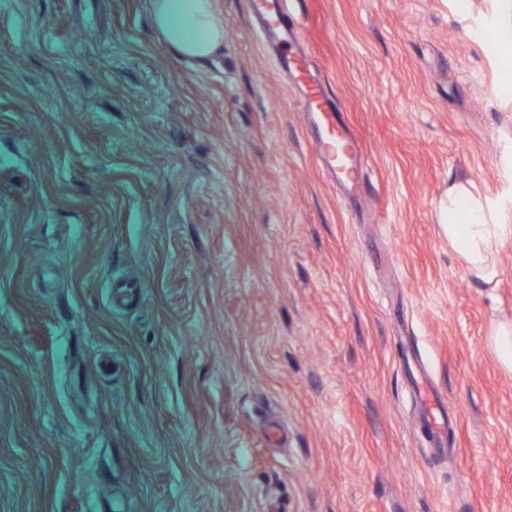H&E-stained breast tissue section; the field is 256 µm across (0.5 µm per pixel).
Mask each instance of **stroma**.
<instances>
[{"label": "stroma", "instance_id": "stroma-1", "mask_svg": "<svg viewBox=\"0 0 512 512\" xmlns=\"http://www.w3.org/2000/svg\"><path fill=\"white\" fill-rule=\"evenodd\" d=\"M292 0L366 156L318 160L248 0L224 52L149 0H0V512H512V0ZM431 385L451 423L424 427ZM150 12L160 39L182 58L203 62L224 52V22L213 0H151ZM442 203L448 243L477 280L491 285L500 275L495 249L512 237V224H497L494 208L463 183L450 185ZM491 343L502 364L512 371V323H498L491 333Z\"/></svg>", "mask_w": 512, "mask_h": 512}]
</instances>
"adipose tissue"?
<instances>
[{
	"mask_svg": "<svg viewBox=\"0 0 512 512\" xmlns=\"http://www.w3.org/2000/svg\"><path fill=\"white\" fill-rule=\"evenodd\" d=\"M150 12L160 39L182 58L203 62L223 53L224 22L213 0H150ZM443 209L450 246L477 280L494 283L495 249L512 237V224L494 221L493 207L463 183L449 186Z\"/></svg>",
	"mask_w": 512,
	"mask_h": 512,
	"instance_id": "obj_1",
	"label": "adipose tissue"
}]
</instances>
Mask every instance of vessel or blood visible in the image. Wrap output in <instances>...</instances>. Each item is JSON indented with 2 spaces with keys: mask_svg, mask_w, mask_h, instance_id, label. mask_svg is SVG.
Returning <instances> with one entry per match:
<instances>
[{
  "mask_svg": "<svg viewBox=\"0 0 512 512\" xmlns=\"http://www.w3.org/2000/svg\"><path fill=\"white\" fill-rule=\"evenodd\" d=\"M285 3L286 0H250L249 7L252 13L266 17L264 35L279 48L278 65L300 89L320 163L338 184L360 193L365 188L367 159L341 120L335 99L310 75L302 33L289 23Z\"/></svg>",
  "mask_w": 512,
  "mask_h": 512,
  "instance_id": "1",
  "label": "vessel or blood"
}]
</instances>
